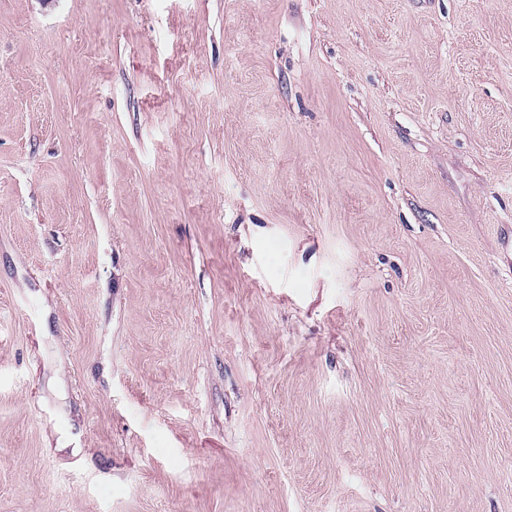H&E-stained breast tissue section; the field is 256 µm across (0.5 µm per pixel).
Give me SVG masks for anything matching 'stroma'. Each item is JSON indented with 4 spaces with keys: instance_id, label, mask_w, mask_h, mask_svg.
<instances>
[{
    "instance_id": "35a3bbf8",
    "label": "stroma",
    "mask_w": 512,
    "mask_h": 512,
    "mask_svg": "<svg viewBox=\"0 0 512 512\" xmlns=\"http://www.w3.org/2000/svg\"><path fill=\"white\" fill-rule=\"evenodd\" d=\"M507 230L512 0H0V512H512Z\"/></svg>"
}]
</instances>
